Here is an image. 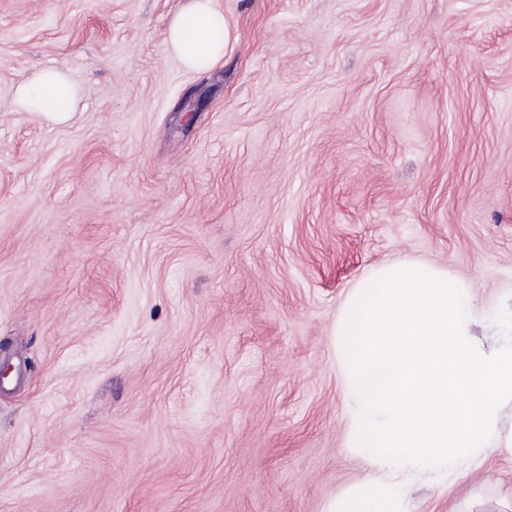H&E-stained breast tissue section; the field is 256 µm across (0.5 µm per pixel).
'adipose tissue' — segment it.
Masks as SVG:
<instances>
[{
    "instance_id": "1",
    "label": "adipose tissue",
    "mask_w": 512,
    "mask_h": 512,
    "mask_svg": "<svg viewBox=\"0 0 512 512\" xmlns=\"http://www.w3.org/2000/svg\"><path fill=\"white\" fill-rule=\"evenodd\" d=\"M223 23L224 18L214 0H187L169 26L167 48L190 68L198 67L204 58L217 60L223 47L217 44L214 31ZM17 102L23 110L40 113L54 122L66 121L76 108L66 77L50 69L21 83Z\"/></svg>"
}]
</instances>
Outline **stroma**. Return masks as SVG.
<instances>
[{"mask_svg": "<svg viewBox=\"0 0 512 512\" xmlns=\"http://www.w3.org/2000/svg\"><path fill=\"white\" fill-rule=\"evenodd\" d=\"M0 0V512H325L376 267L512 311V0ZM55 69L73 117L18 108ZM414 512H512V457ZM174 16L166 38L167 49L189 68L199 66L202 58L217 60L223 51V40L214 39L215 26L223 28L224 18L214 0H187Z\"/></svg>", "mask_w": 512, "mask_h": 512, "instance_id": "35a3bbf8", "label": "stroma"}]
</instances>
